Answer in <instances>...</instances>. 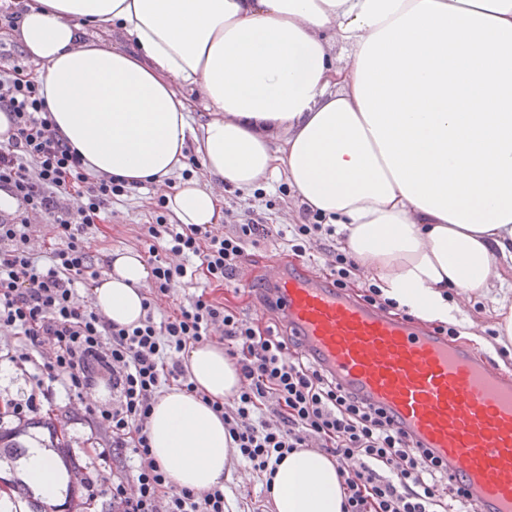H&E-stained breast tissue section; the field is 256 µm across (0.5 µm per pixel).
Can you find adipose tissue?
Returning <instances> with one entry per match:
<instances>
[{"label":"adipose tissue","mask_w":512,"mask_h":512,"mask_svg":"<svg viewBox=\"0 0 512 512\" xmlns=\"http://www.w3.org/2000/svg\"><path fill=\"white\" fill-rule=\"evenodd\" d=\"M0 38L39 64L51 127L89 173L159 190L179 177L172 223L220 224L217 185L285 178L384 297L429 323L458 320L456 295L492 299L512 345V0H24ZM192 148L202 171L187 177ZM150 277L139 252H116L92 303L138 325ZM185 364L196 393L164 390L149 435L171 483L199 491L233 462L210 403L239 379L216 345ZM18 470L59 498L50 449L31 442ZM271 498L273 512H341L335 464L285 455Z\"/></svg>","instance_id":"1"}]
</instances>
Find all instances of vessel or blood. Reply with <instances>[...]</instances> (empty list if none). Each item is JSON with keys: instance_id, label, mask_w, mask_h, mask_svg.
<instances>
[{"instance_id": "obj_1", "label": "vessel or blood", "mask_w": 512, "mask_h": 512, "mask_svg": "<svg viewBox=\"0 0 512 512\" xmlns=\"http://www.w3.org/2000/svg\"><path fill=\"white\" fill-rule=\"evenodd\" d=\"M265 276L302 355L447 463L471 512H512V373L302 264L276 262Z\"/></svg>"}]
</instances>
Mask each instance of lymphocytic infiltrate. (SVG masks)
<instances>
[{
	"label": "lymphocytic infiltrate",
	"instance_id": "obj_1",
	"mask_svg": "<svg viewBox=\"0 0 512 512\" xmlns=\"http://www.w3.org/2000/svg\"><path fill=\"white\" fill-rule=\"evenodd\" d=\"M24 70L17 57L0 65V108L13 126L0 141V190L18 201L15 213L0 217V332L16 339L13 362L34 366L29 393L9 407L20 418L37 411V395L47 387L61 385L78 398L96 372L109 374L118 398L91 409L108 433L95 453L104 462L129 453L137 465L120 469L108 486L84 478L89 498L110 495L113 512H226L223 487L195 491L169 483L151 454L148 429L163 386L194 389L183 363L186 351L218 338L239 386L212 408L224 420L237 459L262 479L263 491H270L267 478L286 454L315 448L336 464L343 512H469L465 492L450 483L447 463L416 446L383 409L344 392L315 363L293 355L278 323L255 324L202 294L171 314L158 313V298L191 284L196 273L230 286L248 247L261 241H289L300 257L320 235L334 239L335 227L313 222L312 212L288 225L228 209L221 235L156 216L144 227L152 279L140 324L110 323L79 298L76 285L93 287L100 275L83 234L127 186L106 174L89 177L79 155L52 132L45 98ZM75 194L85 203L73 210L66 200ZM34 214L54 226L56 241L43 255L30 246ZM39 352L40 362L34 359Z\"/></svg>",
	"mask_w": 512,
	"mask_h": 512
}]
</instances>
